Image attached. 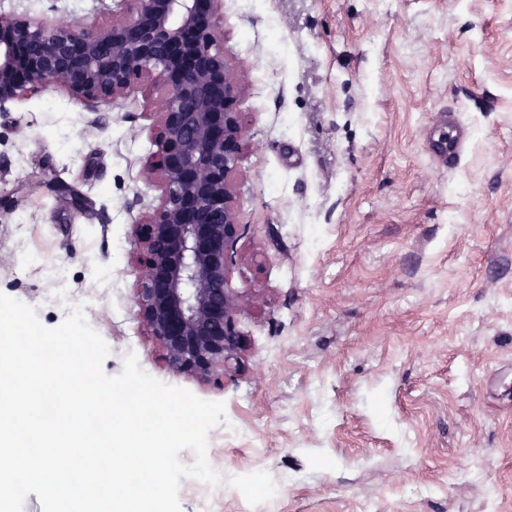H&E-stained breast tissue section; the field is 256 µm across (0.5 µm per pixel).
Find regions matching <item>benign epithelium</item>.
Returning <instances> with one entry per match:
<instances>
[{
	"label": "benign epithelium",
	"mask_w": 512,
	"mask_h": 512,
	"mask_svg": "<svg viewBox=\"0 0 512 512\" xmlns=\"http://www.w3.org/2000/svg\"><path fill=\"white\" fill-rule=\"evenodd\" d=\"M221 3L119 0L110 22L89 26L0 18V107L52 86L94 114L145 82L165 89L148 103L161 122L142 175L160 196L133 228L143 254L134 301L168 369L201 381L238 358L249 306L226 288L242 229L231 174L247 145L238 104L248 82L224 46Z\"/></svg>",
	"instance_id": "benign-epithelium-1"
}]
</instances>
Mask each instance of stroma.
<instances>
[{
  "instance_id": "obj_1",
  "label": "stroma",
  "mask_w": 512,
  "mask_h": 512,
  "mask_svg": "<svg viewBox=\"0 0 512 512\" xmlns=\"http://www.w3.org/2000/svg\"><path fill=\"white\" fill-rule=\"evenodd\" d=\"M57 13L112 0H0ZM224 43L249 85L227 286L261 297L237 364L172 374L137 317L149 87L93 126L52 87L0 109V292L48 327L84 304L106 374L132 353L224 402L221 482L182 479V512H512V0H224ZM446 112L450 168L425 135ZM463 140L464 131L448 115V119L443 120L430 133L431 153L440 164L455 165L461 157Z\"/></svg>"
}]
</instances>
